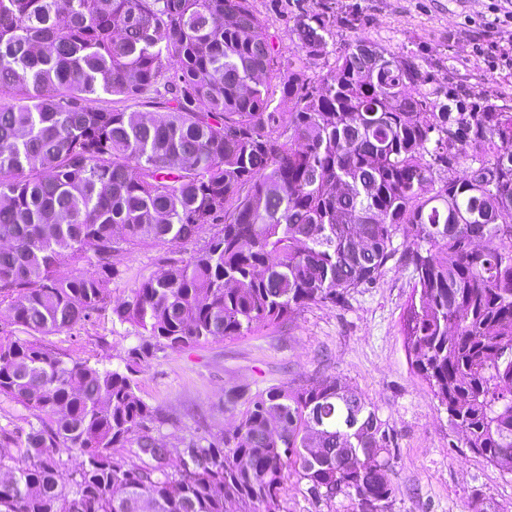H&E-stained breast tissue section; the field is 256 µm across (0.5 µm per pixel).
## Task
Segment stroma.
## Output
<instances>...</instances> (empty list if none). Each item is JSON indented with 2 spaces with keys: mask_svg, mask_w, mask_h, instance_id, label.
Listing matches in <instances>:
<instances>
[{
  "mask_svg": "<svg viewBox=\"0 0 512 512\" xmlns=\"http://www.w3.org/2000/svg\"><path fill=\"white\" fill-rule=\"evenodd\" d=\"M363 16L361 31L340 30L337 45L364 35L384 45L419 50L450 83L512 98V0H335ZM200 247L134 249L120 258L110 306L90 321L44 336L50 348L101 367L121 365L143 341L137 328L112 318L114 304L133 288ZM412 269L393 266L372 287L341 306L312 305L292 321L248 336L182 350H155L136 375L139 396L159 410L176 467L190 432L220 436L246 407V396L325 372L360 389L395 434L389 478L390 512H470L474 501L512 512V473L460 445L448 413L413 371L404 314Z\"/></svg>",
  "mask_w": 512,
  "mask_h": 512,
  "instance_id": "1",
  "label": "stroma"
}]
</instances>
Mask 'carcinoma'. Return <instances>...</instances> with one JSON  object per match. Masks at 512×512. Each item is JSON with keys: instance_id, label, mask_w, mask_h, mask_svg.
<instances>
[{"instance_id": "carcinoma-1", "label": "carcinoma", "mask_w": 512, "mask_h": 512, "mask_svg": "<svg viewBox=\"0 0 512 512\" xmlns=\"http://www.w3.org/2000/svg\"><path fill=\"white\" fill-rule=\"evenodd\" d=\"M289 20L283 68L251 0H0V311L33 336L0 335V397L28 412L0 431V512H283L293 478L388 512L394 436L336 377L254 394L170 473L134 375L153 345L343 305L391 262L415 274L412 368L463 446L512 472V104L412 49L336 47L361 19L324 0ZM210 228L112 307L148 337L124 367L35 340L102 309L117 256ZM62 448L82 457L66 482Z\"/></svg>"}]
</instances>
